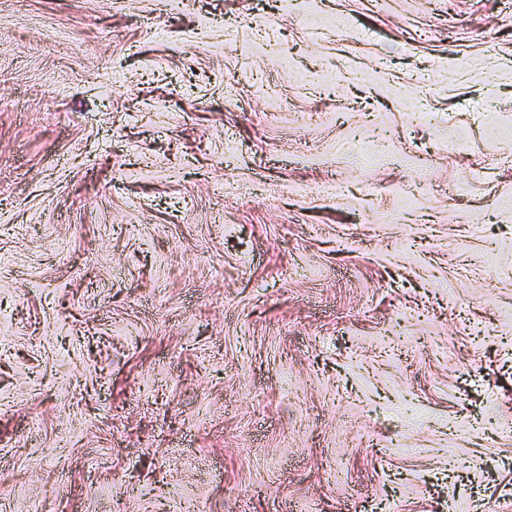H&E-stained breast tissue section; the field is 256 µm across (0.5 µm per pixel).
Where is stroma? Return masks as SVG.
<instances>
[{"label": "stroma", "instance_id": "stroma-1", "mask_svg": "<svg viewBox=\"0 0 512 512\" xmlns=\"http://www.w3.org/2000/svg\"><path fill=\"white\" fill-rule=\"evenodd\" d=\"M1 319L0 512H512V0H0Z\"/></svg>", "mask_w": 512, "mask_h": 512}]
</instances>
